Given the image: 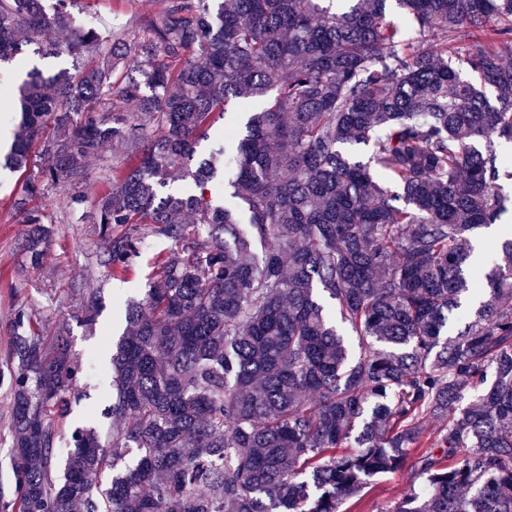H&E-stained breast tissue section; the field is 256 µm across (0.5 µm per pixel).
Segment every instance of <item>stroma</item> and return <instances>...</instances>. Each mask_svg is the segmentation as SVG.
<instances>
[{
    "instance_id": "1",
    "label": "stroma",
    "mask_w": 512,
    "mask_h": 512,
    "mask_svg": "<svg viewBox=\"0 0 512 512\" xmlns=\"http://www.w3.org/2000/svg\"><path fill=\"white\" fill-rule=\"evenodd\" d=\"M160 8V0H82L76 19H91L98 28L123 29L128 37L142 36L141 21ZM17 176H0V510L14 497L13 471L10 464V417L6 409L9 399V378L5 376L7 357L13 332L14 310L26 305L41 319L51 324L66 323L70 329L72 353L78 367H85L87 358H94L95 375H82L78 395L72 402L73 413L59 424L62 437L81 420L91 419L100 428L108 421L101 414L105 403L104 388L107 358L102 357L104 345L116 340L125 323L118 313L132 297H142L143 289L153 272L157 254L169 253L171 245L163 239H151L126 279L113 278L96 262L105 247L93 225L70 215L66 209L67 192L61 188L46 190L41 207L57 220L55 240L40 268H32L22 252L26 227L9 208ZM92 281L102 303L94 327L82 321L84 281ZM419 479L412 470L373 477L370 485L358 496L348 499L345 512H387L389 505L403 497Z\"/></svg>"
}]
</instances>
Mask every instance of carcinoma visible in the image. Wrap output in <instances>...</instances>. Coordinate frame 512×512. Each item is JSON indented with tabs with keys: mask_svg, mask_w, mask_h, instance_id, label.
<instances>
[{
	"mask_svg": "<svg viewBox=\"0 0 512 512\" xmlns=\"http://www.w3.org/2000/svg\"><path fill=\"white\" fill-rule=\"evenodd\" d=\"M320 2L162 0L130 39L72 28L71 0H0V63L29 45L73 62L17 87L7 168L23 177L11 207L30 265L55 234L33 206L50 186L71 189L114 277L147 239L172 246L124 308L104 438L77 426L61 450L80 380L69 330L16 307L13 512H342L407 466L421 487L386 512H512V239L482 271L470 240L506 211L512 0H398L412 31L386 0ZM271 91L228 196L168 188L215 178L225 150L195 156L214 112ZM107 145L126 162L89 198L77 188ZM82 295L92 325L96 289Z\"/></svg>",
	"mask_w": 512,
	"mask_h": 512,
	"instance_id": "1",
	"label": "carcinoma"
}]
</instances>
